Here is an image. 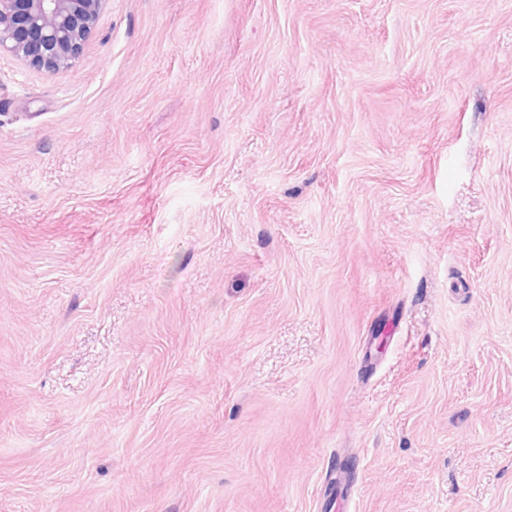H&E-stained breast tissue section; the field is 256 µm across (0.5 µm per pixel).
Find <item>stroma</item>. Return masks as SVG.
I'll use <instances>...</instances> for the list:
<instances>
[{"instance_id": "obj_1", "label": "stroma", "mask_w": 512, "mask_h": 512, "mask_svg": "<svg viewBox=\"0 0 512 512\" xmlns=\"http://www.w3.org/2000/svg\"><path fill=\"white\" fill-rule=\"evenodd\" d=\"M512 512V0H107L0 55V512Z\"/></svg>"}]
</instances>
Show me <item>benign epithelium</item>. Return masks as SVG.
Instances as JSON below:
<instances>
[{"label": "benign epithelium", "mask_w": 512, "mask_h": 512, "mask_svg": "<svg viewBox=\"0 0 512 512\" xmlns=\"http://www.w3.org/2000/svg\"><path fill=\"white\" fill-rule=\"evenodd\" d=\"M107 0H0V53L40 70L72 64Z\"/></svg>", "instance_id": "benign-epithelium-1"}]
</instances>
